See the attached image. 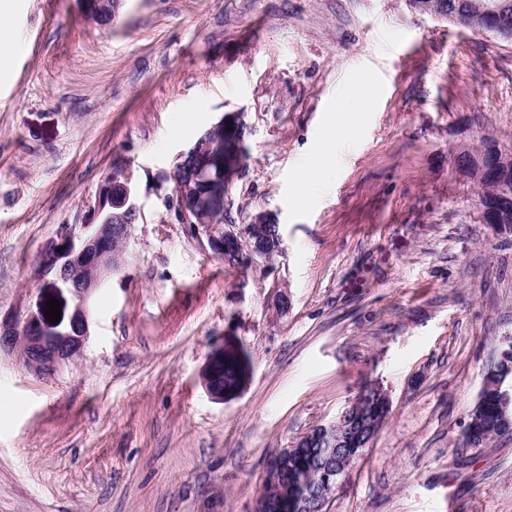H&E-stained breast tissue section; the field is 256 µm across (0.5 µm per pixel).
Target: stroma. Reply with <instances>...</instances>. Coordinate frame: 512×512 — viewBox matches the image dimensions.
<instances>
[{
  "label": "stroma",
  "instance_id": "obj_1",
  "mask_svg": "<svg viewBox=\"0 0 512 512\" xmlns=\"http://www.w3.org/2000/svg\"><path fill=\"white\" fill-rule=\"evenodd\" d=\"M9 24L0 312L45 295L38 252L113 165H131L139 216L83 360L40 379L0 354V512H252L270 456L369 382L391 412L327 512H512V434L463 443L512 343V232L482 223L453 161L485 136L512 149V43L409 0H121L107 28L77 0H14ZM359 87L371 110L293 206ZM228 112L249 150L235 206L283 235L247 270L167 201L177 155ZM224 341L251 375L218 403L200 371Z\"/></svg>",
  "mask_w": 512,
  "mask_h": 512
}]
</instances>
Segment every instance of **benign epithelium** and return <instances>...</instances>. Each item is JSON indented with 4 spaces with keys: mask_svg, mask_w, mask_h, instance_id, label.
<instances>
[{
    "mask_svg": "<svg viewBox=\"0 0 512 512\" xmlns=\"http://www.w3.org/2000/svg\"><path fill=\"white\" fill-rule=\"evenodd\" d=\"M486 12L479 0L470 3L468 16L455 14L443 7L429 11L431 17L459 23L467 21L475 32L476 15ZM221 129L226 142L221 154L224 181L236 182L242 175L238 149L245 134V125L236 113H227L212 125ZM210 130L201 134V140L181 152L172 171V200L176 218L205 250L233 269L257 267L268 252L281 249L280 225L266 212L249 217L245 224L227 219L215 224V212L231 213V193L216 196L209 203L198 202L191 195L195 185L213 178L209 170L193 169L190 160L199 147L208 143ZM459 170L470 175L478 172L489 178L501 169L512 166V153L495 148L489 154L471 155L465 160L455 159ZM138 208L134 201V173L126 164L118 165L115 180H104L98 192L97 208L89 219L80 224H61L53 237L42 246L37 267L53 272L50 284L53 298L61 304V320L53 323L46 318L47 299L41 297L14 314L0 315V352L15 353L25 370L38 377L55 375L63 367L83 358L90 337L88 303L112 270L122 263L123 252L113 242L129 241L132 237ZM225 344L212 348L201 368L204 389L217 402L240 391L248 382L251 367L239 375L233 389L226 391L219 383L217 363L224 361ZM489 373L496 376L493 385L498 412L508 417L512 411V387L506 384L512 375V350L502 352ZM384 420L362 421L355 405H350L334 423L318 424L300 436L289 448H283L266 465L263 485L269 492L258 495L254 512H323L336 487V477L346 471L353 457L336 461L340 448L349 442V436L359 429L364 435H376ZM309 458L320 467L321 480L307 488L299 481V493L286 499L271 498L270 491L281 482L288 459Z\"/></svg>",
    "mask_w": 512,
    "mask_h": 512,
    "instance_id": "1",
    "label": "benign epithelium"
}]
</instances>
